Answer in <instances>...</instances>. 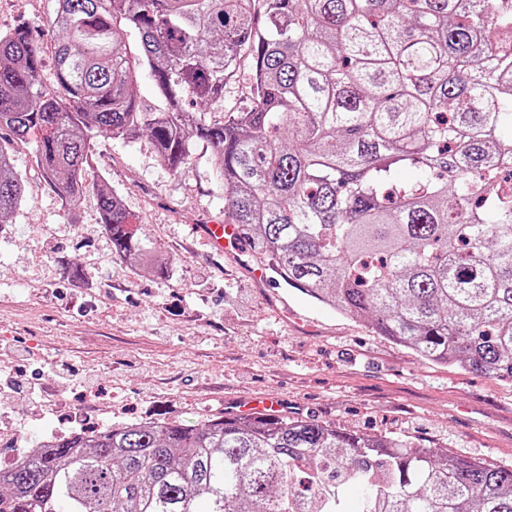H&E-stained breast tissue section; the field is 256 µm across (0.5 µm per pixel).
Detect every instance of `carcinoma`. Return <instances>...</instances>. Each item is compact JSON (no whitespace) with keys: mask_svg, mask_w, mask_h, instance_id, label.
Returning a JSON list of instances; mask_svg holds the SVG:
<instances>
[{"mask_svg":"<svg viewBox=\"0 0 512 512\" xmlns=\"http://www.w3.org/2000/svg\"><path fill=\"white\" fill-rule=\"evenodd\" d=\"M52 24L49 88L34 28L0 30V129L41 132L68 207L95 138L144 132L173 174L205 143L257 262L422 360L512 385V0H56ZM244 59L248 102L226 110ZM94 189L115 253L164 274ZM23 200L0 147V224ZM351 486L358 512H512V470L288 415L58 435L0 470V512H348Z\"/></svg>","mask_w":512,"mask_h":512,"instance_id":"obj_1","label":"carcinoma"}]
</instances>
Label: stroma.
I'll list each match as a JSON object with an SVG mask.
<instances>
[{
  "instance_id": "stroma-1",
  "label": "stroma",
  "mask_w": 512,
  "mask_h": 512,
  "mask_svg": "<svg viewBox=\"0 0 512 512\" xmlns=\"http://www.w3.org/2000/svg\"><path fill=\"white\" fill-rule=\"evenodd\" d=\"M55 0H0V29L38 27L53 56ZM24 145L0 130L27 202L0 226V462L40 436L156 419L203 423L251 399L348 430L419 437L512 469V386L420 360L367 323L277 275L256 284L248 245L213 255L194 227L227 221L210 151L185 174L161 167L146 135L98 140L89 184L107 181L168 271L112 250L95 192L68 211ZM79 276H71V267ZM45 400L31 409L23 391Z\"/></svg>"
}]
</instances>
